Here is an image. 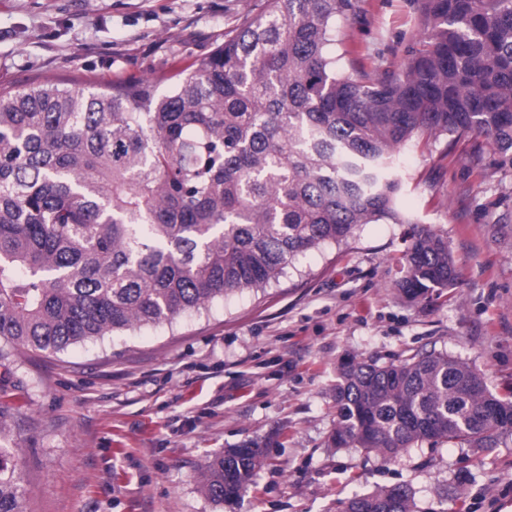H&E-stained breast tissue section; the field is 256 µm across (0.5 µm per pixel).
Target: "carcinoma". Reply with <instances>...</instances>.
Here are the masks:
<instances>
[{
  "label": "carcinoma",
  "instance_id": "carcinoma-1",
  "mask_svg": "<svg viewBox=\"0 0 512 512\" xmlns=\"http://www.w3.org/2000/svg\"><path fill=\"white\" fill-rule=\"evenodd\" d=\"M361 0H265L199 63L103 92L0 91V340L57 354L262 289L359 224H415L395 160L424 137H483L512 171V0H414L422 25L400 74L336 54ZM408 300L452 288L448 238L412 231ZM330 445L385 459L439 443L487 449L512 432V389L440 353L342 362ZM256 440L199 472L236 501L262 467ZM18 460L0 447V512H24ZM346 512H416L407 486Z\"/></svg>",
  "mask_w": 512,
  "mask_h": 512
}]
</instances>
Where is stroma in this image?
<instances>
[{"label":"stroma","instance_id":"obj_1","mask_svg":"<svg viewBox=\"0 0 512 512\" xmlns=\"http://www.w3.org/2000/svg\"><path fill=\"white\" fill-rule=\"evenodd\" d=\"M264 0H0V90L104 88L198 62ZM336 37L366 67L400 71L421 24L411 0H362ZM491 146L441 138L397 159L398 204L448 238L456 287L409 302L394 264L409 225H360L263 289L210 314L140 327L58 355L0 359V446L19 451L25 512H343L401 483L417 512H512V435L487 450L440 444L391 461L333 448L331 390L349 357L442 353L512 387V176ZM266 464L234 505L198 473L245 439Z\"/></svg>","mask_w":512,"mask_h":512}]
</instances>
